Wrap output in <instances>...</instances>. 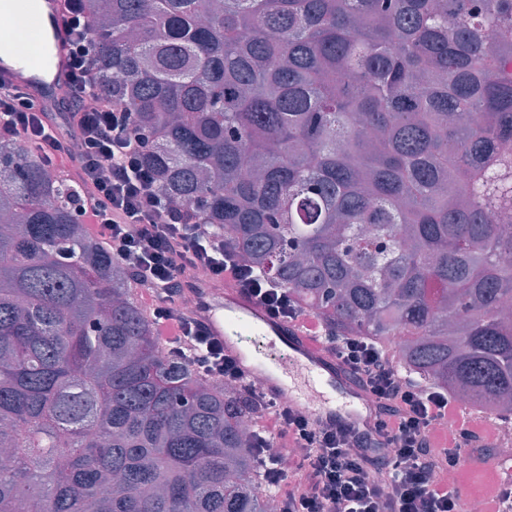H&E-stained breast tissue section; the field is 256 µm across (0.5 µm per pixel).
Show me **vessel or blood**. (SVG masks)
Here are the masks:
<instances>
[{"label":"vessel or blood","mask_w":512,"mask_h":512,"mask_svg":"<svg viewBox=\"0 0 512 512\" xmlns=\"http://www.w3.org/2000/svg\"><path fill=\"white\" fill-rule=\"evenodd\" d=\"M46 33L44 65L33 64L20 48L0 46V81L55 109L71 78V36L63 22L64 0H34ZM201 320L224 346L244 376L261 375L264 392L275 401H287L295 411L328 426L371 429L376 421L373 400L343 371L318 337L300 322H285L268 314L253 297L239 289L201 293ZM258 337L247 346L243 338ZM316 394L317 406L307 397Z\"/></svg>","instance_id":"obj_1"}]
</instances>
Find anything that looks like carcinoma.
<instances>
[{
	"label": "carcinoma",
	"mask_w": 512,
	"mask_h": 512,
	"mask_svg": "<svg viewBox=\"0 0 512 512\" xmlns=\"http://www.w3.org/2000/svg\"><path fill=\"white\" fill-rule=\"evenodd\" d=\"M85 10L164 197L329 330L398 333L403 371L512 407V0ZM79 204L0 139V512H267L253 401L160 356Z\"/></svg>",
	"instance_id": "1"
}]
</instances>
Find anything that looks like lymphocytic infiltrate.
<instances>
[{"instance_id": "f902f5d3", "label": "lymphocytic infiltrate", "mask_w": 512, "mask_h": 512, "mask_svg": "<svg viewBox=\"0 0 512 512\" xmlns=\"http://www.w3.org/2000/svg\"><path fill=\"white\" fill-rule=\"evenodd\" d=\"M71 40V87L62 113L37 108L23 94L0 85V137L31 146L53 165L72 159L87 193L77 209L87 232L128 265L154 302L156 324L177 322L180 332L165 339L168 354L192 360L200 373L240 380L236 363L201 324L175 308L193 273L205 269L215 281L231 277L276 318L304 317L287 290L268 287L243 266L235 250L203 229L193 209L171 207L155 186L142 154L148 145L133 114L103 96L99 47L92 38L84 0H66ZM329 352L373 399L374 433L329 428L288 405L256 394L270 422L256 430V456L266 483L279 489V512H458V483L436 476L440 460L462 472L460 451L480 439L466 421L452 422L454 401L435 388L399 375L376 342L363 336L323 335ZM292 449L294 467L283 471L278 449ZM293 479L296 490L281 486Z\"/></svg>"}]
</instances>
